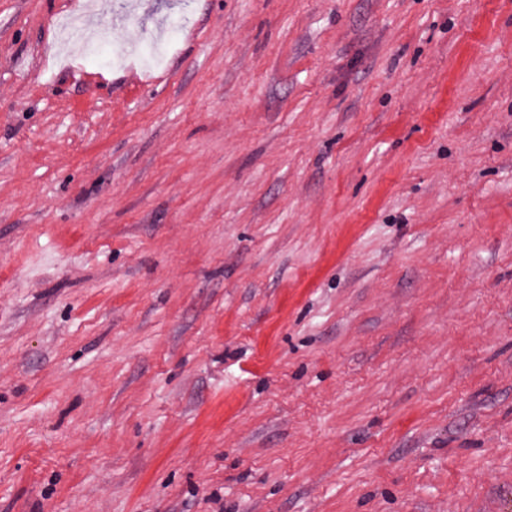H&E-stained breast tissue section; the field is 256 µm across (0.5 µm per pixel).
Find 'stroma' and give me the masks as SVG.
Returning a JSON list of instances; mask_svg holds the SVG:
<instances>
[{
    "instance_id": "35a3bbf8",
    "label": "stroma",
    "mask_w": 512,
    "mask_h": 512,
    "mask_svg": "<svg viewBox=\"0 0 512 512\" xmlns=\"http://www.w3.org/2000/svg\"><path fill=\"white\" fill-rule=\"evenodd\" d=\"M0 512H512V0H0Z\"/></svg>"
}]
</instances>
